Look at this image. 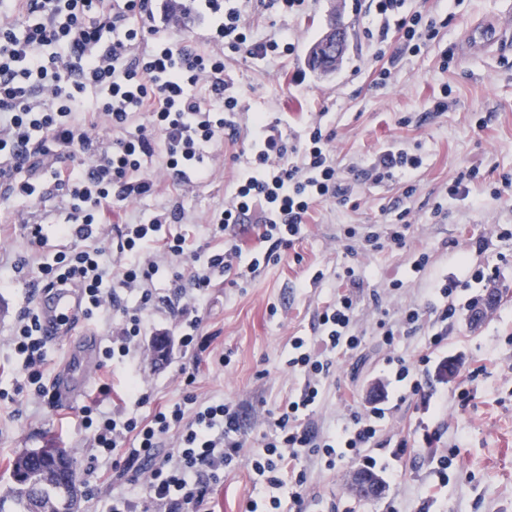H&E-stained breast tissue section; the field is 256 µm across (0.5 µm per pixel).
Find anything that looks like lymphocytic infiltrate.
Masks as SVG:
<instances>
[{
	"mask_svg": "<svg viewBox=\"0 0 512 512\" xmlns=\"http://www.w3.org/2000/svg\"><path fill=\"white\" fill-rule=\"evenodd\" d=\"M406 0H375L376 20L364 37L375 44L376 59L388 53V34L397 31L400 53H417L447 27V20L410 12ZM305 0H190L187 7L159 0H0V198L34 200L51 186L63 207L59 235L68 249L41 262L43 285L80 288L87 300L84 316L119 315L102 356L106 371L127 365L125 386L112 411L98 403L85 406L81 422L91 429V446L112 459V480L120 487L108 512H211V491L241 457L240 413L224 401L202 400L193 391L196 370L181 368L185 385L175 402L155 404L129 364L139 342L151 329V316L161 312L180 326L183 352L199 355L209 343L200 333L197 305L216 276L246 287L261 265L279 261L306 231L313 205L319 201L348 204L352 192L336 166L333 132L321 122L289 139L282 118L258 113L252 124L258 140L242 141L241 99L224 77L227 61L281 58L294 53L287 33L258 36L246 21L249 14L302 12ZM27 19L18 27V19ZM207 18L205 46L177 42L161 34L163 24ZM112 40H105V33ZM99 96L89 105L88 92ZM111 140L99 137L100 130ZM239 146L233 162L245 172L233 185L229 202L212 216L213 237L222 250L190 248L177 224L185 212L179 198L148 220L116 226V257L108 259L100 226L101 212L111 204L156 192L159 183L147 172L156 151L173 190L209 179V149L218 141ZM67 150L71 162L39 168V157ZM421 155L394 146L380 149L362 175L380 184L405 180L413 193ZM189 259L190 276L172 275L173 290L159 292L151 283L159 272L156 253ZM342 278L348 290L319 315V334L294 337L291 371L307 379L305 390L288 399L272 421L262 448L249 457L252 472L274 486L289 487L294 505L308 493L309 456L326 467L340 463L376 467L366 455L388 418L387 408L354 411L350 423L324 437L306 424L330 374L332 356L356 349L359 336L351 324L364 282L351 267ZM138 293L136 307L126 296ZM7 344L27 374L32 395L44 397L42 367L46 342L38 315L26 309L18 316ZM431 361L417 365L389 358L396 381L406 383L417 409L441 412L447 394L437 393L422 376ZM151 406L149 415L138 410Z\"/></svg>",
	"mask_w": 512,
	"mask_h": 512,
	"instance_id": "obj_1",
	"label": "lymphocytic infiltrate"
}]
</instances>
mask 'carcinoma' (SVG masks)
<instances>
[{
	"label": "carcinoma",
	"mask_w": 512,
	"mask_h": 512,
	"mask_svg": "<svg viewBox=\"0 0 512 512\" xmlns=\"http://www.w3.org/2000/svg\"><path fill=\"white\" fill-rule=\"evenodd\" d=\"M82 491L70 452L54 444L26 449L11 464L0 512H75Z\"/></svg>",
	"instance_id": "obj_1"
}]
</instances>
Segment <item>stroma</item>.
Returning a JSON list of instances; mask_svg holds the SVG:
<instances>
[{"label": "stroma", "instance_id": "stroma-1", "mask_svg": "<svg viewBox=\"0 0 512 512\" xmlns=\"http://www.w3.org/2000/svg\"><path fill=\"white\" fill-rule=\"evenodd\" d=\"M408 11L449 15L438 38L416 54L397 57L391 66L388 87H375V46L363 30L374 20L373 0H308L297 16L266 13L250 22L262 35L288 32L295 41L293 55L274 62L242 60L230 65L226 76L241 96L248 112L287 117L291 134H302L311 113H322V123L335 131L336 163L351 180L353 204L319 203L306 236L287 250L284 258L267 266L247 287L216 279L198 305L204 333L212 342L201 355L195 392L204 399L236 405L242 421L243 454L260 446L270 428L262 415L277 411L304 385L301 375L289 372L287 361L296 336L313 337L317 314L345 290L336 269L353 266L364 286L357 293L353 331L361 339L353 351L337 355L323 383L322 400L309 417L319 434L336 433L349 421L351 410H364L390 398L398 403L380 439L399 440L412 435L418 415L414 399H402L387 364L389 354L415 361L430 354L429 379L449 395L442 419L429 426H443L444 442L459 444L460 452L448 475L443 495L429 512H512V190L494 195L501 177L512 175V50L465 47L464 32L471 24L490 20L512 27V0H406ZM340 14L349 27L350 47L336 74L317 77L307 66L309 47L326 29L330 13ZM447 93L448 107L430 110V101ZM419 149L423 165L415 175V191L404 197V184L396 179L374 184L360 174L372 156L393 143ZM233 146L215 144L214 171L207 182L183 190L185 223L195 245L210 250L223 247L212 238L209 218L222 211L238 172L231 160ZM478 169L481 180L468 198L448 196L449 185L462 173ZM441 216H434L435 205ZM10 230L0 234V391L21 384L12 369L6 345L16 316L36 304L38 264L34 255L52 257L60 241L55 196L33 201L11 200ZM409 209L410 228L401 248L362 250L360 233L371 225L395 222ZM39 224L48 239L33 249L26 227ZM497 226L506 236L495 239L488 251L477 248L486 229ZM428 255V265L414 272L416 253ZM23 263L14 273L15 263ZM489 274L487 285L469 283L475 270ZM323 279H316V272ZM445 277L461 280L454 298L458 315L438 322L428 308L434 284ZM503 289L493 314L470 325L467 303L483 296L487 288ZM421 309L420 321L396 348L383 344L379 322L398 321L404 309ZM446 330L442 349L428 352L429 337ZM139 360L141 384L153 400H178L183 392L180 368L189 358L173 350L167 359L151 351L142 338ZM231 362L220 366V355ZM484 360L487 376L470 380L477 360ZM457 361L459 372L446 380L440 368ZM472 381L475 397L460 407L456 394L463 381ZM90 394L67 407L53 396L36 400L16 395L0 401V490L11 475L7 463L18 453L55 443L74 457L83 497L81 512H106L112 496V462L96 457L91 434L81 424L80 409ZM368 455L384 463L380 476L385 490L376 498H360L350 491L353 465L326 469L310 458V495L303 512H419L428 485L435 480V449L371 446ZM254 475L247 462L224 476L216 488V512H246L253 498Z\"/></svg>", "mask_w": 512, "mask_h": 512}]
</instances>
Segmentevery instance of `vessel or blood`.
I'll return each instance as SVG.
<instances>
[{"label": "vessel or blood", "mask_w": 512, "mask_h": 512, "mask_svg": "<svg viewBox=\"0 0 512 512\" xmlns=\"http://www.w3.org/2000/svg\"><path fill=\"white\" fill-rule=\"evenodd\" d=\"M507 36L497 23L484 22L471 28L469 42L486 48L498 47L505 43ZM38 310L43 332L48 341L66 337L70 340L67 359L56 380V400L71 403L80 398L85 385L77 378L87 358L97 351L98 338L87 330H80L84 305L78 288H54L41 290Z\"/></svg>", "instance_id": "b4317fda"}]
</instances>
